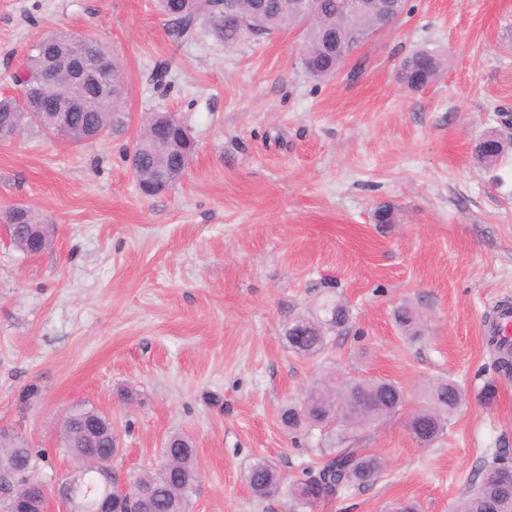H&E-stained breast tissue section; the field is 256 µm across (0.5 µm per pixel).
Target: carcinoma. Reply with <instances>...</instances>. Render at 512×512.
Instances as JSON below:
<instances>
[{"instance_id": "obj_1", "label": "carcinoma", "mask_w": 512, "mask_h": 512, "mask_svg": "<svg viewBox=\"0 0 512 512\" xmlns=\"http://www.w3.org/2000/svg\"><path fill=\"white\" fill-rule=\"evenodd\" d=\"M342 0H321L320 20L306 22L304 0H158L159 10L167 17L168 36L177 43L195 40L198 21L209 19L214 34L231 47L251 37L270 35L283 28L299 27L303 34L302 66L318 80L335 78L345 67L346 59L336 55L329 42L341 45L356 42L348 31L339 33L327 29L326 21L336 13ZM372 9L363 15L356 30L372 29L378 18L387 14L389 0H370ZM37 44H48L54 64L63 68L70 64L73 55L94 57L100 50L94 41L77 35L53 32L44 34ZM445 66V58L436 49L420 48L406 55L397 70V80L406 89L418 91L436 81ZM44 58L38 49L28 56L19 80L33 83L40 79ZM85 110L70 115L69 126L57 132L52 116L34 118L21 109L14 97L0 96V134L6 136L13 130L36 129L43 133H57L73 143L95 137L102 130L119 131L124 127L119 104H109L100 96L86 94ZM166 114L157 116L155 122L136 137V153L140 166L138 182L146 181L159 167L170 169V184L182 178L181 158H190L193 147L190 139L178 138L179 131L170 129V144L175 151L163 157L155 151L160 125ZM475 159L493 166L500 157L495 141L478 140L474 146ZM13 225L14 244L27 251V240L32 234L33 218L8 214ZM395 321L410 338L419 333V315L407 305L397 307ZM350 309L346 302L332 293L325 294L316 310L290 320L285 329L289 349L308 358L324 356L349 330ZM465 393L455 381L439 380L427 389L426 403L411 417L414 440L430 446L443 435L450 416L464 404ZM403 393L392 381L386 379L350 380L340 389L329 381H321L301 401L286 405L280 414L282 425L290 431L304 428H324L340 422L350 430L386 419L402 407ZM60 437L69 456L77 463L95 456L104 466L111 467L118 454L113 439L112 420L92 406L76 404L70 408L60 424ZM163 461L157 467L130 478L142 493L138 507L144 512H189L199 484L197 453L191 439L174 433L162 449ZM40 454L22 438L9 432L0 434V474H15L13 510L25 512L26 483L32 480ZM508 467L499 457H494L483 469L480 478L466 495L454 505L453 512H512V481L505 482L501 472ZM383 472L381 458L365 448L352 445L326 448L319 461L302 469L303 478L288 487V495L303 509L337 499L354 489L374 483ZM246 481L258 498H268L281 493L282 485L276 467L266 459L253 462L246 473ZM104 494L100 473L94 470L78 472L75 495L84 512H94L98 496Z\"/></svg>"}]
</instances>
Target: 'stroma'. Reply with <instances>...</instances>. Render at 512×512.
Here are the masks:
<instances>
[{"instance_id":"1","label":"stroma","mask_w":512,"mask_h":512,"mask_svg":"<svg viewBox=\"0 0 512 512\" xmlns=\"http://www.w3.org/2000/svg\"><path fill=\"white\" fill-rule=\"evenodd\" d=\"M92 34L127 76L123 131L83 143L36 131L0 145V214L24 205L56 228L38 255L0 228V428L44 449L37 475L69 473L59 426L84 402L112 418L118 477L157 466L175 432L197 450L192 512H293L245 482L255 459L283 484L342 436L284 428L281 408L330 371L394 381L393 417L363 427L360 447L385 469L374 484L313 512H452L497 449L512 460V378L494 368L485 318L512 306V150L473 157L512 113V0H408L358 51L363 71L320 82L287 28L225 46L208 20L177 45L156 0H0V95L33 42ZM436 48L448 67L407 91L403 56ZM167 64L173 85L147 79ZM178 113L194 141L189 167L143 197L128 155L152 113ZM398 220L378 224L375 207ZM351 312L325 357L303 358L284 330L314 310L324 285ZM421 315L407 340L393 312ZM466 392L440 440L407 427L426 387Z\"/></svg>"}]
</instances>
